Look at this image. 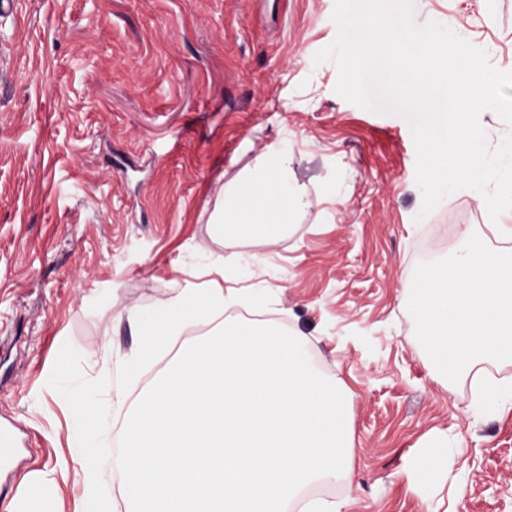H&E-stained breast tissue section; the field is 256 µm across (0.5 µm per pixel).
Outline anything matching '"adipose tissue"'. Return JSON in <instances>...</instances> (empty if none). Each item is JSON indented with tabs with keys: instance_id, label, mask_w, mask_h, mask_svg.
I'll return each mask as SVG.
<instances>
[{
	"instance_id": "obj_1",
	"label": "adipose tissue",
	"mask_w": 512,
	"mask_h": 512,
	"mask_svg": "<svg viewBox=\"0 0 512 512\" xmlns=\"http://www.w3.org/2000/svg\"><path fill=\"white\" fill-rule=\"evenodd\" d=\"M292 161L288 153H268L250 174L225 190L222 204L213 216L216 234L242 248L286 235L298 213L312 205L305 188L290 178ZM74 407L83 422L74 445V458L82 471L80 512H113V500L100 490V472L95 462L94 440L101 408L82 397L75 399Z\"/></svg>"
}]
</instances>
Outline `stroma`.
<instances>
[{
  "label": "stroma",
  "mask_w": 512,
  "mask_h": 512,
  "mask_svg": "<svg viewBox=\"0 0 512 512\" xmlns=\"http://www.w3.org/2000/svg\"><path fill=\"white\" fill-rule=\"evenodd\" d=\"M335 0H14L0 10V425L16 447L0 512L31 476L77 512L73 414L47 385L63 343L85 379L115 376L139 345L130 315L201 269L265 291L251 314L305 336L351 407L352 462L330 483L344 512H512V400L490 414L463 378L434 377L407 310L418 263L488 224L461 189L419 217L416 150L400 114L334 91ZM512 71V0H414ZM293 157L313 202L290 232L247 248L210 218L224 188L269 150ZM448 436L447 473L425 484L418 452Z\"/></svg>",
  "instance_id": "1"
}]
</instances>
